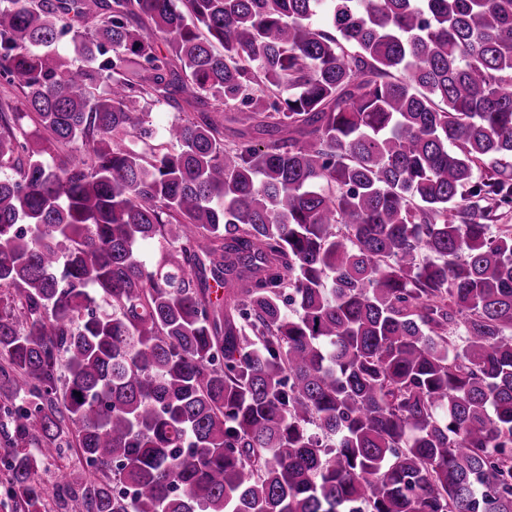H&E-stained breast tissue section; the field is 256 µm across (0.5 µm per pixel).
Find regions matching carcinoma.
<instances>
[{"label":"carcinoma","instance_id":"cac0c4a2","mask_svg":"<svg viewBox=\"0 0 512 512\" xmlns=\"http://www.w3.org/2000/svg\"><path fill=\"white\" fill-rule=\"evenodd\" d=\"M0 74V508L512 512V0H7ZM83 469V463L79 461L74 451H70L61 459L46 463L41 476L45 481H56L66 474L65 481L75 482L81 478Z\"/></svg>","mask_w":512,"mask_h":512}]
</instances>
